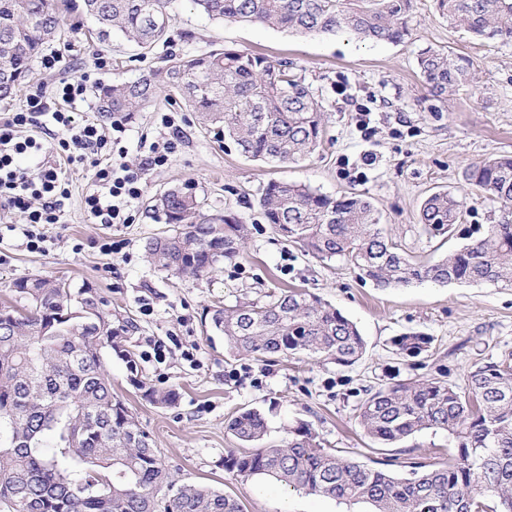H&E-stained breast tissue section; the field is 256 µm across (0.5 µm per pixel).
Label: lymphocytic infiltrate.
Here are the masks:
<instances>
[{
  "instance_id": "f902f5d3",
  "label": "lymphocytic infiltrate",
  "mask_w": 512,
  "mask_h": 512,
  "mask_svg": "<svg viewBox=\"0 0 512 512\" xmlns=\"http://www.w3.org/2000/svg\"><path fill=\"white\" fill-rule=\"evenodd\" d=\"M90 73L61 79L53 90L33 86L26 106L0 121V210L21 214L24 243L29 251L41 252L49 239L50 225L60 223L64 202L69 195L61 161L90 162L94 174L93 190L84 198V211L95 224H120L122 210L143 192L142 177L128 165L102 162L100 156L112 152L126 132L124 117H113L110 125L94 121L77 122L73 106L85 101ZM62 108L54 109L50 99ZM52 133L51 144L34 137V130ZM56 154V162H43L38 171L20 165L24 155H39L44 149Z\"/></svg>"
}]
</instances>
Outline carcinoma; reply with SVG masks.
<instances>
[{"label": "carcinoma", "instance_id": "carcinoma-1", "mask_svg": "<svg viewBox=\"0 0 512 512\" xmlns=\"http://www.w3.org/2000/svg\"><path fill=\"white\" fill-rule=\"evenodd\" d=\"M217 22L260 24L296 34L345 32L360 41L398 43L411 36L413 0H193ZM448 24L477 40L512 41V0H433ZM168 0H82L98 34L112 31L143 51L167 43ZM55 0H0V89L29 74L41 48L64 33ZM417 69L434 97L471 85L470 56L428 46ZM177 91L202 126L232 140L242 154L275 164H298L322 144V108L288 65L247 51L216 49L193 57L169 54L166 64L133 82L99 91L100 111L127 118L144 111L156 88ZM462 191L437 190L423 201L419 223L431 237H447L462 221L469 191L512 211V155L472 162ZM258 204L288 242L321 261L340 258L378 288L414 283L488 284L512 288V222L488 224L472 241L423 262L386 234L378 208L364 194L333 197L305 185L271 180ZM150 210L170 225L152 238L153 264L173 274L202 276L240 257L248 227L234 213L209 214L191 184L150 199ZM25 302L0 306V512H243L240 502L209 486L171 478L149 434L112 394L103 349L122 359L130 382L149 403L169 407L179 394L159 391L139 374L128 349L137 331L118 312L109 329L95 317H72L83 301L106 306L88 284L30 277L13 284ZM212 328L228 353L305 356L354 365L365 351L356 324L314 294L287 292L266 302L243 301L213 310ZM418 356L431 340L406 334L394 340ZM357 419L382 445L426 429L455 443L446 463L410 478L346 459L326 447L306 422L288 443L263 447L267 422L255 408L226 420L241 447L227 450L223 466L242 481L269 476L308 494L365 502L374 512H512V362L476 363L461 382L427 380L380 388L364 400ZM166 488L159 498L155 492Z\"/></svg>", "mask_w": 512, "mask_h": 512}]
</instances>
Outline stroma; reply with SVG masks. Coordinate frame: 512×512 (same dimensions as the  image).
I'll list each match as a JSON object with an SVG mask.
<instances>
[{
  "instance_id": "stroma-1",
  "label": "stroma",
  "mask_w": 512,
  "mask_h": 512,
  "mask_svg": "<svg viewBox=\"0 0 512 512\" xmlns=\"http://www.w3.org/2000/svg\"><path fill=\"white\" fill-rule=\"evenodd\" d=\"M168 13V44L145 53L117 31L98 40L91 18L66 12L65 34L56 43L64 52L60 68L48 71L33 64L13 94L0 99V114L22 108L33 85L51 87L92 70L99 53L112 63L98 77L103 85L147 75L169 52L194 56L216 48L247 50L288 61L310 86L322 104L321 146L310 160L293 167L251 160L201 127L177 93L161 89L144 112L129 119L122 139L124 160L142 168L146 145L165 133V114L180 126L181 143L167 164L142 168L143 193L127 207L132 222L90 223L84 197L92 168L69 165L71 196L61 223L50 229L46 251H28L20 236L0 233V305L14 304L11 285L22 277L64 279L76 288L87 283L111 309L136 322L135 354L161 345L164 361H143L139 368L151 386L178 389L180 397L170 408L142 398L123 360L108 352L103 359L113 393L150 433L177 479L218 489L238 499L243 512H370L369 504L311 496L271 478L240 481L220 465L227 449L236 445L224 429L225 420L238 409L258 408L267 419L269 446L284 444L289 427L305 421L342 456L367 465L388 462L400 476L409 475L415 462L447 461L454 444L446 433L423 431L383 446L365 435L357 409L371 389L429 378L454 381L484 358H512V289L431 282L375 287L342 260L323 262L284 241L266 224L258 198L273 179L332 196L363 193L381 210L392 238L411 252L435 259L462 245L468 234L502 220L497 202L470 198L462 223L445 239L423 233L418 214L430 193L459 190L468 164L512 154V42L480 43L464 31L450 30L431 0H415L412 36L400 43L218 23L191 0H170ZM430 45L472 57L476 75L470 89L441 100L430 94L416 65L419 51ZM341 83L348 97L337 95ZM357 102L371 109V130L357 125ZM366 154L375 156L373 165L362 166ZM186 181L194 184L204 211L235 213L250 231L242 258L221 263L198 279L157 270L145 251L149 240L168 230L148 213V199ZM107 237L123 241V249L102 251ZM293 288L320 296L357 324L366 342L361 360L341 368L307 359L262 362L227 354L223 336L209 327L211 311ZM407 333L431 338L430 351L416 357L397 351L394 339Z\"/></svg>"
}]
</instances>
